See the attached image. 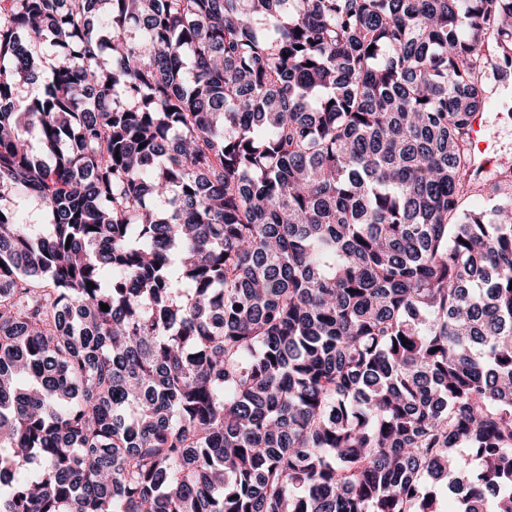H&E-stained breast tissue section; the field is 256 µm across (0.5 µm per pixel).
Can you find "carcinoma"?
<instances>
[{
	"instance_id": "1",
	"label": "carcinoma",
	"mask_w": 512,
	"mask_h": 512,
	"mask_svg": "<svg viewBox=\"0 0 512 512\" xmlns=\"http://www.w3.org/2000/svg\"><path fill=\"white\" fill-rule=\"evenodd\" d=\"M511 84L512 0H0V512H512ZM485 127L476 134L473 143L481 157L488 156L494 161L495 170L512 167V89L506 95L498 112L477 113L474 117L471 136L474 138L481 126ZM492 167V168H493ZM15 211L26 224H45L46 217L38 203L27 197L15 199Z\"/></svg>"
}]
</instances>
